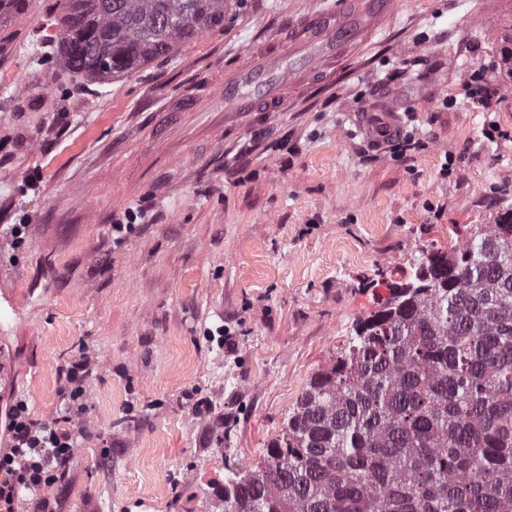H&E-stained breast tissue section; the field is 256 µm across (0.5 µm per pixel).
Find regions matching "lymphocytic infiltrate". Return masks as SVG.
<instances>
[{
    "mask_svg": "<svg viewBox=\"0 0 512 512\" xmlns=\"http://www.w3.org/2000/svg\"><path fill=\"white\" fill-rule=\"evenodd\" d=\"M94 362L90 352L60 374L63 416L34 418L25 401L9 407L8 452L0 454V512H57L50 491L68 474L74 450L84 438L75 424L87 409V380Z\"/></svg>",
    "mask_w": 512,
    "mask_h": 512,
    "instance_id": "1",
    "label": "lymphocytic infiltrate"
}]
</instances>
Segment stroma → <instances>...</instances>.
Here are the masks:
<instances>
[{
  "label": "stroma",
  "instance_id": "stroma-1",
  "mask_svg": "<svg viewBox=\"0 0 512 512\" xmlns=\"http://www.w3.org/2000/svg\"><path fill=\"white\" fill-rule=\"evenodd\" d=\"M336 2L243 0L109 83L39 64L56 0L0 18V408L62 416L61 369L96 359L59 512H207L387 280L512 207V0H397L326 79L286 87L284 111H225V72L286 59L289 28ZM479 68L486 109L465 91ZM388 102L413 150L359 133ZM116 224L133 227L119 244Z\"/></svg>",
  "mask_w": 512,
  "mask_h": 512
}]
</instances>
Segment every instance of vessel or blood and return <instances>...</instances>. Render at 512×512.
I'll use <instances>...</instances> for the list:
<instances>
[{
  "mask_svg": "<svg viewBox=\"0 0 512 512\" xmlns=\"http://www.w3.org/2000/svg\"><path fill=\"white\" fill-rule=\"evenodd\" d=\"M393 5L394 0H339L334 10L307 20L290 39L292 50L303 54L300 63L278 74L268 65L249 62L230 72L220 89L225 111H278L290 78L304 80L316 68L331 66L342 44L354 41L363 31L380 28Z\"/></svg>",
  "mask_w": 512,
  "mask_h": 512,
  "instance_id": "vessel-or-blood-1",
  "label": "vessel or blood"
}]
</instances>
